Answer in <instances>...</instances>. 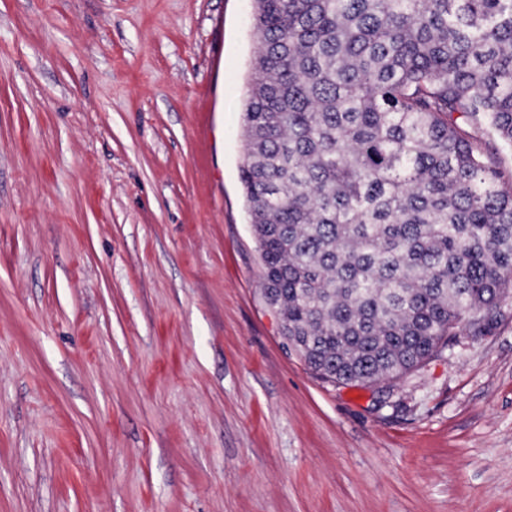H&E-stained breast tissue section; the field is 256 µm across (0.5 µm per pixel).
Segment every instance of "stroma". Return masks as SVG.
Wrapping results in <instances>:
<instances>
[{"instance_id":"obj_1","label":"stroma","mask_w":512,"mask_h":512,"mask_svg":"<svg viewBox=\"0 0 512 512\" xmlns=\"http://www.w3.org/2000/svg\"><path fill=\"white\" fill-rule=\"evenodd\" d=\"M251 0H0V512H512V295L314 376L241 181Z\"/></svg>"}]
</instances>
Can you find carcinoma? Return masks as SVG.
Here are the masks:
<instances>
[{"label": "carcinoma", "mask_w": 512, "mask_h": 512, "mask_svg": "<svg viewBox=\"0 0 512 512\" xmlns=\"http://www.w3.org/2000/svg\"><path fill=\"white\" fill-rule=\"evenodd\" d=\"M243 162L264 295L320 378L370 387L512 294V0H253ZM466 129L473 137L486 143L485 155L488 160L498 162L506 168L512 166V149L502 147L498 139L489 135L484 126H470Z\"/></svg>", "instance_id": "1"}]
</instances>
